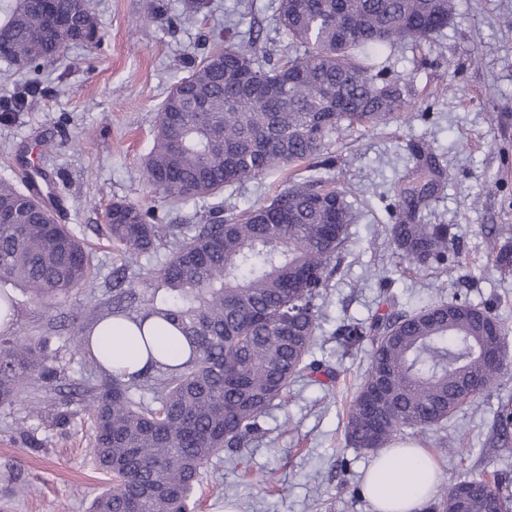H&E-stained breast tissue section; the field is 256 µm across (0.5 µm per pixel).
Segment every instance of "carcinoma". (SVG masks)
Listing matches in <instances>:
<instances>
[{
    "label": "carcinoma",
    "instance_id": "1",
    "mask_svg": "<svg viewBox=\"0 0 512 512\" xmlns=\"http://www.w3.org/2000/svg\"><path fill=\"white\" fill-rule=\"evenodd\" d=\"M86 42L100 38L90 6L72 13ZM40 0H17L0 25V56L32 64L70 45L36 38ZM353 18L349 33L344 21ZM454 18L453 0H278V28L292 51L273 66L258 37L212 50L168 92L158 113L147 181L169 198H218L224 189L265 171L319 154L327 140L354 125L379 126L405 109L398 81L369 54L396 41L419 43ZM236 99L225 108L226 95ZM179 117L175 132L171 119ZM0 181V304L14 314L11 289L52 301L96 278L84 243L58 224L52 205ZM322 180L292 181L270 202L224 214L223 202L202 224H152L143 208L114 202L106 229L128 259L116 280L112 315L158 316L192 348L179 367L154 364L143 374L108 373L77 385L66 400L88 413L90 452L108 486L89 512H191L202 467L219 452L248 446L260 419L288 396L295 378L335 379L310 358L321 305L336 259L345 249L351 205ZM424 196L404 199L405 215L390 228L399 255L425 269H448V227L418 224ZM172 244L158 269H145ZM138 279L142 288H126ZM496 330L501 362L481 359L487 323ZM346 347L367 341L370 364L349 403L345 432L356 448L379 453L401 429L422 432L448 421L468 401L500 386L506 372V330L489 308L466 302L413 303L362 322L342 323ZM45 339L0 336V406L54 377ZM469 493L466 512H512L498 476L440 487V512H455L456 490Z\"/></svg>",
    "mask_w": 512,
    "mask_h": 512
}]
</instances>
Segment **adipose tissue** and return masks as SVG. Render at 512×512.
I'll return each mask as SVG.
<instances>
[{
  "instance_id": "adipose-tissue-1",
  "label": "adipose tissue",
  "mask_w": 512,
  "mask_h": 512,
  "mask_svg": "<svg viewBox=\"0 0 512 512\" xmlns=\"http://www.w3.org/2000/svg\"><path fill=\"white\" fill-rule=\"evenodd\" d=\"M90 348L108 370L130 375L155 363L176 365L189 356L179 333L155 318L141 323L124 317L104 319L91 331ZM436 475L426 451L402 443L375 458L362 483L363 495L373 512H422L436 490Z\"/></svg>"
}]
</instances>
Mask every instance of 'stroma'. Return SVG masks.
<instances>
[{
	"instance_id": "1",
	"label": "stroma",
	"mask_w": 512,
	"mask_h": 512,
	"mask_svg": "<svg viewBox=\"0 0 512 512\" xmlns=\"http://www.w3.org/2000/svg\"><path fill=\"white\" fill-rule=\"evenodd\" d=\"M92 0L101 28L93 44H74L37 71L0 57V107L24 87L33 102L19 112L0 110V180L20 183L36 160L53 178L60 223L83 237L99 265L93 286L70 290L44 304L15 289L13 335L48 341L51 383H36L26 398L0 406V512H86L105 486L90 454L91 422L77 413L66 428L48 421L63 389L88 384L100 372L71 341L91 329L112 297L104 279L125 262L104 235L114 201L148 209L164 224H200L211 200L173 201L152 189L143 161L157 131L158 109L174 84L215 45L240 43L255 28L270 61L288 51L277 30V0H210L184 20V0ZM456 15L420 46L400 43L380 58L386 77L411 91L410 105L385 126L353 128L332 137L323 178L344 190L356 214L339 269L319 314L312 356L336 380L297 379L288 403L274 406L262 432L236 454H216L201 470L197 512H372L361 493L371 453L344 436L347 402L370 363V345L337 343L340 322L370 318L389 298L465 301L492 308L512 327V271L491 258L512 239V0H454ZM298 168L288 165L225 190L224 204L244 210L271 200ZM428 189L420 224H445L449 274L417 269L390 245L387 228L401 214L399 188ZM512 409V370L500 389L463 406L433 430L412 434L436 460L447 484L496 472L512 489V439L499 440L496 421ZM460 440L463 455L446 442ZM275 471L278 494L260 480Z\"/></svg>"
}]
</instances>
